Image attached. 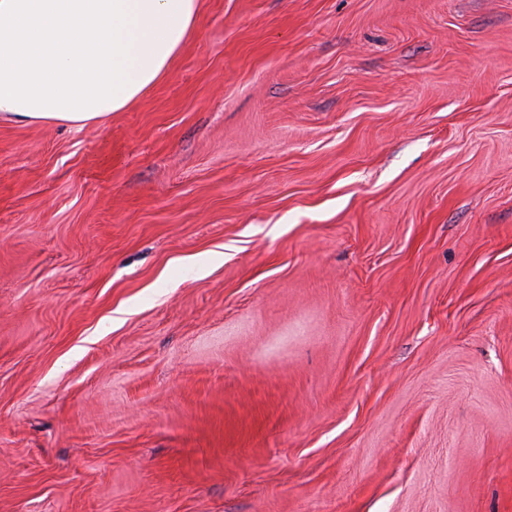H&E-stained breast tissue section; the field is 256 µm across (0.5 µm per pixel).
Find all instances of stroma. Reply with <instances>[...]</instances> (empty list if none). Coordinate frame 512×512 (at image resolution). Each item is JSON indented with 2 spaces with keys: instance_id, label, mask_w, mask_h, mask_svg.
<instances>
[{
  "instance_id": "stroma-1",
  "label": "stroma",
  "mask_w": 512,
  "mask_h": 512,
  "mask_svg": "<svg viewBox=\"0 0 512 512\" xmlns=\"http://www.w3.org/2000/svg\"><path fill=\"white\" fill-rule=\"evenodd\" d=\"M201 3L0 124V512H512V0Z\"/></svg>"
}]
</instances>
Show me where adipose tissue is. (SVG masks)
<instances>
[{"label":"adipose tissue","mask_w":512,"mask_h":512,"mask_svg":"<svg viewBox=\"0 0 512 512\" xmlns=\"http://www.w3.org/2000/svg\"><path fill=\"white\" fill-rule=\"evenodd\" d=\"M200 0H0V123L82 128L131 107L186 46Z\"/></svg>","instance_id":"1"}]
</instances>
